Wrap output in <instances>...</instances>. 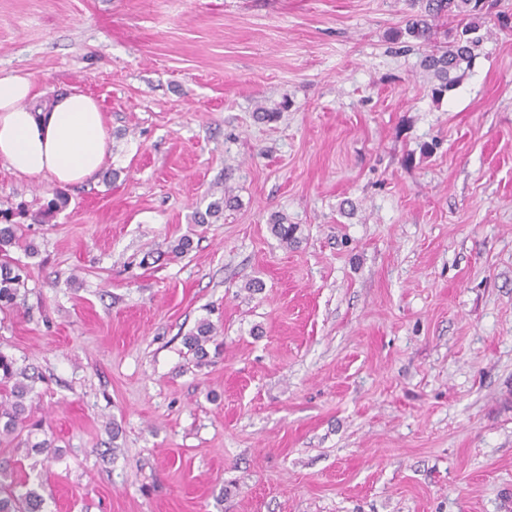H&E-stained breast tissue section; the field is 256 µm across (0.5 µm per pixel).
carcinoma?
Returning a JSON list of instances; mask_svg holds the SVG:
<instances>
[{
    "mask_svg": "<svg viewBox=\"0 0 512 512\" xmlns=\"http://www.w3.org/2000/svg\"><path fill=\"white\" fill-rule=\"evenodd\" d=\"M411 6H420V12L409 16L405 28L395 31L391 40L404 36L431 48L424 59V66L433 73L438 84L432 92L441 96L454 85L452 74L462 65L470 64L475 50L483 41L480 34L484 15L491 8L486 0H410ZM458 19L456 41L444 49L437 45L436 34L440 20ZM9 211H0V308L16 304L20 289L24 286L22 268L14 264L9 256L12 248L33 251L34 245L25 239L22 225L11 222ZM272 232L283 244L296 241L298 225L290 224L280 215L272 218ZM214 326L202 320L196 332L185 338L189 348L206 355L205 344L210 341ZM35 376L29 368L19 367L16 361L0 351V453L5 452L23 431L33 433L38 423L30 418L26 399L32 391ZM0 512H50L45 499L31 485L28 476H20L11 466L10 460L0 459Z\"/></svg>",
    "mask_w": 512,
    "mask_h": 512,
    "instance_id": "obj_1",
    "label": "carcinoma"
}]
</instances>
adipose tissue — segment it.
I'll use <instances>...</instances> for the list:
<instances>
[{"mask_svg":"<svg viewBox=\"0 0 512 512\" xmlns=\"http://www.w3.org/2000/svg\"><path fill=\"white\" fill-rule=\"evenodd\" d=\"M111 155L110 131L93 97L77 89L47 97L29 73L0 75V163L14 175L83 184Z\"/></svg>","mask_w":512,"mask_h":512,"instance_id":"obj_1","label":"adipose tissue"}]
</instances>
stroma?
I'll list each match as a JSON object with an SVG mask.
<instances>
[{
    "instance_id": "obj_1",
    "label": "stroma",
    "mask_w": 512,
    "mask_h": 512,
    "mask_svg": "<svg viewBox=\"0 0 512 512\" xmlns=\"http://www.w3.org/2000/svg\"><path fill=\"white\" fill-rule=\"evenodd\" d=\"M407 9L0 0V72L112 128L77 188L0 163V351L58 458L7 454L58 512H512V0L440 97ZM10 211H0V308L12 307L16 304L21 287L24 288L22 268L13 264L9 256L11 248L23 247L30 254L34 245L26 242L21 224L11 222ZM3 257V261H2Z\"/></svg>"
}]
</instances>
